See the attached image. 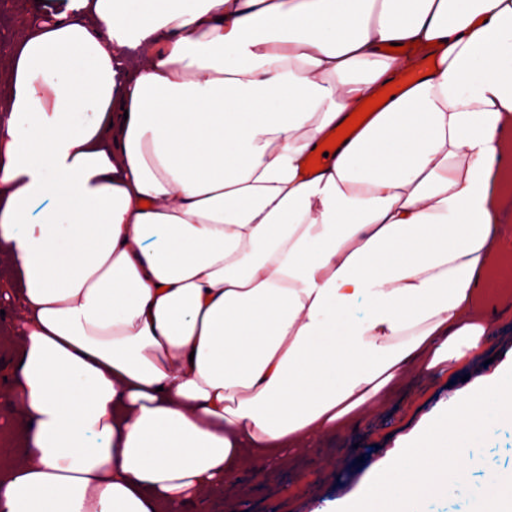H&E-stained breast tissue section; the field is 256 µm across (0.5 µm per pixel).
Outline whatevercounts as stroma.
I'll return each mask as SVG.
<instances>
[{
  "label": "stroma",
  "instance_id": "1",
  "mask_svg": "<svg viewBox=\"0 0 512 512\" xmlns=\"http://www.w3.org/2000/svg\"><path fill=\"white\" fill-rule=\"evenodd\" d=\"M7 22H0V42L17 37L33 16L62 11L67 0H5ZM15 313L0 316V461H10L12 433L18 405L10 394L18 373L14 345ZM489 355L483 360L458 363L436 378L407 381L387 406L365 419L357 429L321 438L314 451L299 450L287 467L258 474L256 465L245 468L239 481L212 489L206 495L207 512H315L326 500L348 497L356 489L370 464L384 458L400 438L431 418L450 399L462 397L468 381L493 374L512 361V320L493 328ZM334 466H326V459ZM512 472V424H502L483 453V466L471 470L467 489L481 490L486 472Z\"/></svg>",
  "mask_w": 512,
  "mask_h": 512
}]
</instances>
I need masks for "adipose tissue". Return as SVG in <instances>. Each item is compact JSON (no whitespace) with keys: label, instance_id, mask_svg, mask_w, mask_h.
Instances as JSON below:
<instances>
[{"label":"adipose tissue","instance_id":"obj_1","mask_svg":"<svg viewBox=\"0 0 512 512\" xmlns=\"http://www.w3.org/2000/svg\"><path fill=\"white\" fill-rule=\"evenodd\" d=\"M0 109V512H200L487 346L512 0H68ZM0 463L5 465L10 461L14 448L12 446V433L18 419V405L10 394V387L18 376L14 345L17 339L15 334V313L7 303H0ZM7 377V381H4Z\"/></svg>","mask_w":512,"mask_h":512}]
</instances>
